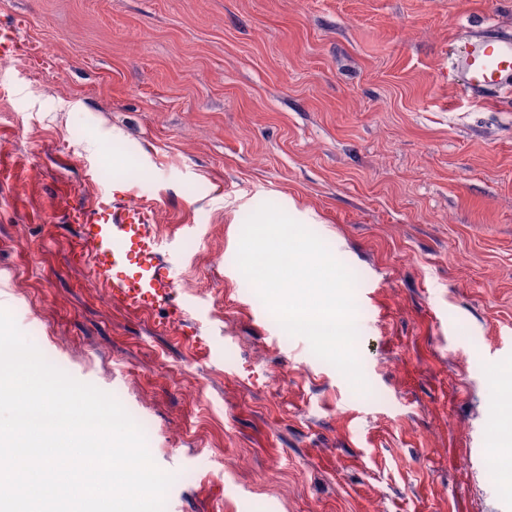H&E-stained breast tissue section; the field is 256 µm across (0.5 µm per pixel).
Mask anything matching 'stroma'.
I'll return each instance as SVG.
<instances>
[{"label": "stroma", "instance_id": "stroma-1", "mask_svg": "<svg viewBox=\"0 0 512 512\" xmlns=\"http://www.w3.org/2000/svg\"><path fill=\"white\" fill-rule=\"evenodd\" d=\"M0 309L112 395L164 512H512V89L450 52L512 0H0ZM136 189L185 315L103 302L68 211ZM272 204L355 277L356 389L236 264Z\"/></svg>", "mask_w": 512, "mask_h": 512}]
</instances>
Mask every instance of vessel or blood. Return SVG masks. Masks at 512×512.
<instances>
[{"mask_svg": "<svg viewBox=\"0 0 512 512\" xmlns=\"http://www.w3.org/2000/svg\"><path fill=\"white\" fill-rule=\"evenodd\" d=\"M463 89L481 94L512 84V37L478 34L454 62ZM81 254L91 266L95 285L107 300L142 311L165 307L168 320L180 323L182 309L172 299L174 279L159 246L156 212L143 197L125 191L112 199L96 197L70 212Z\"/></svg>", "mask_w": 512, "mask_h": 512, "instance_id": "b4317fda", "label": "vessel or blood"}]
</instances>
